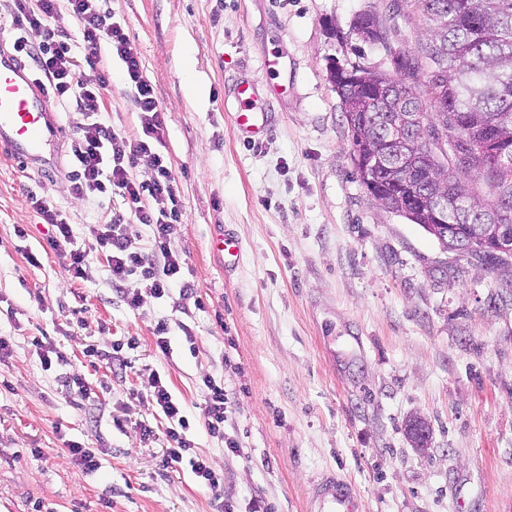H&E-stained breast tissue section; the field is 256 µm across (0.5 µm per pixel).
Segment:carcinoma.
<instances>
[{
  "label": "carcinoma",
  "mask_w": 512,
  "mask_h": 512,
  "mask_svg": "<svg viewBox=\"0 0 512 512\" xmlns=\"http://www.w3.org/2000/svg\"><path fill=\"white\" fill-rule=\"evenodd\" d=\"M426 21L424 59L392 51L387 29L370 13L352 29L371 26L369 43L394 60L390 72L353 66L336 87L351 133L359 181L382 185L383 205L421 225L440 243L448 236L420 211L405 207L424 190L371 166L390 125L402 128L419 153L424 178L448 194V217L483 224L489 211L512 222V0H406ZM428 68L421 81L422 67ZM437 103L427 111L422 98Z\"/></svg>",
  "instance_id": "carcinoma-1"
}]
</instances>
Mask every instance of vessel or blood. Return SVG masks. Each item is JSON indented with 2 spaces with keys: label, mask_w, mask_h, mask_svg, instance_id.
I'll use <instances>...</instances> for the list:
<instances>
[{
  "label": "vessel or blood",
  "mask_w": 512,
  "mask_h": 512,
  "mask_svg": "<svg viewBox=\"0 0 512 512\" xmlns=\"http://www.w3.org/2000/svg\"><path fill=\"white\" fill-rule=\"evenodd\" d=\"M47 100L25 65L13 54L0 53V151L26 165L59 144L64 129L48 112ZM235 100V130L248 140H259L275 115L261 104L257 84L240 83ZM310 512H361V503L350 481L330 474L315 480Z\"/></svg>",
  "instance_id": "b4317fda"
}]
</instances>
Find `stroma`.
<instances>
[{
    "mask_svg": "<svg viewBox=\"0 0 512 512\" xmlns=\"http://www.w3.org/2000/svg\"><path fill=\"white\" fill-rule=\"evenodd\" d=\"M122 21L165 112L161 150L176 178V247L194 299L141 293L129 308L103 260L72 282L42 248L51 233L32 197L67 212L77 239L124 208L120 197L74 198L69 141L46 164L0 156V512H238L262 496L272 512H307L311 479L334 471L362 512H512V258L494 266L447 249L377 203L359 182L330 66L387 69V55L352 25L373 13L394 49L417 54L424 23L402 0H103ZM279 73L265 75L264 56ZM109 51L78 79L107 78L104 119L130 135L141 123ZM257 81L276 122L247 143L229 95ZM229 233L232 267L212 253ZM40 255L30 266L26 251ZM166 322L171 349L153 331ZM67 364H46L44 342ZM132 365L125 378L90 364L89 349ZM88 394L70 396L68 374ZM234 395L229 452L205 424L204 376ZM164 380L189 418L197 453L226 489L164 464V421L149 394ZM430 426L419 453L410 415ZM155 428L146 436L145 428ZM94 449L89 472L70 444ZM42 460H34L33 450Z\"/></svg>",
    "mask_w": 512,
    "mask_h": 512,
    "instance_id": "stroma-1",
    "label": "stroma"
}]
</instances>
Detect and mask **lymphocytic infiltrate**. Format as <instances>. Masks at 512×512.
Returning a JSON list of instances; mask_svg holds the SVG:
<instances>
[{
  "instance_id": "f902f5d3",
  "label": "lymphocytic infiltrate",
  "mask_w": 512,
  "mask_h": 512,
  "mask_svg": "<svg viewBox=\"0 0 512 512\" xmlns=\"http://www.w3.org/2000/svg\"><path fill=\"white\" fill-rule=\"evenodd\" d=\"M63 1L79 22L86 61H93L107 47L122 62L124 83L140 114V135L129 136L106 123L101 84L76 79L77 63L68 38L51 25ZM7 11L21 31L14 49L34 61L35 80L49 98L75 102L80 111L82 120L71 144L74 195L85 198L115 192L128 205L127 214L115 213L89 225V239L80 244L63 212L46 199L35 200L34 210L54 229L47 241L49 248L66 258L65 269L77 281L88 280L90 256L104 257L112 290L129 308L140 303L138 291L127 286L129 277L136 273L148 281L156 298L167 297L175 286L182 296H191V285L180 279L183 259L174 245L180 208L175 177L160 150L163 110L124 24L103 12L100 0H7ZM30 29L41 32L39 47L27 41L25 33ZM144 158L149 160L153 175L150 181L138 182L130 171ZM150 398L166 420L165 434L171 443L166 464L189 463L201 484L211 489L223 486V475L211 468L206 457L192 453L187 436L189 420L169 387L154 381Z\"/></svg>"
}]
</instances>
